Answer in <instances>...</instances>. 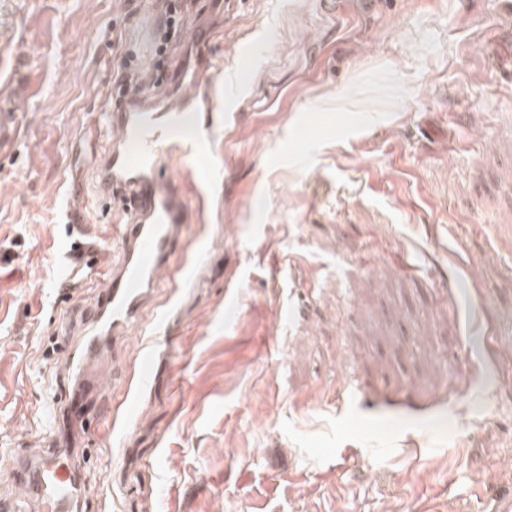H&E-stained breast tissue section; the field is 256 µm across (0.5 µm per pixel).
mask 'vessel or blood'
<instances>
[{
  "mask_svg": "<svg viewBox=\"0 0 512 512\" xmlns=\"http://www.w3.org/2000/svg\"><path fill=\"white\" fill-rule=\"evenodd\" d=\"M223 109L222 87L208 81L201 90L165 100L150 99L138 88L128 93L120 109L103 104L100 122L105 138L92 184L98 200L116 201L122 215L117 226L118 259L96 295L94 316L83 336L60 339L63 388L54 393L42 420L50 442L44 448L12 449L6 472L18 494L1 498L0 512H19L24 505L30 512H82V458L60 447L53 437L64 423L92 427L94 418L73 413L85 399H94L96 418L111 415V387L122 383L124 372L113 369L107 382L97 365L111 357L117 341L138 321L161 273L172 267L184 226L198 217L166 161L175 157L192 166L201 156L211 154L214 127L205 125L192 141L175 142L165 134L172 117L183 110H204L217 116ZM64 221L71 224L75 235L70 255L77 264L69 274L74 280L95 266L97 249L86 240L88 228L83 220L68 210Z\"/></svg>",
  "mask_w": 512,
  "mask_h": 512,
  "instance_id": "vessel-or-blood-1",
  "label": "vessel or blood"
}]
</instances>
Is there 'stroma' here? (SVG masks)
Segmentation results:
<instances>
[{"label":"stroma","mask_w":512,"mask_h":512,"mask_svg":"<svg viewBox=\"0 0 512 512\" xmlns=\"http://www.w3.org/2000/svg\"><path fill=\"white\" fill-rule=\"evenodd\" d=\"M154 15L0 0V466L43 447L52 349L112 266V208L88 174L113 73L153 69L164 96L245 57L205 221L116 346L111 421L81 436L83 512H507L512 14L190 0L167 41ZM68 208L100 250L73 288Z\"/></svg>","instance_id":"35a3bbf8"}]
</instances>
